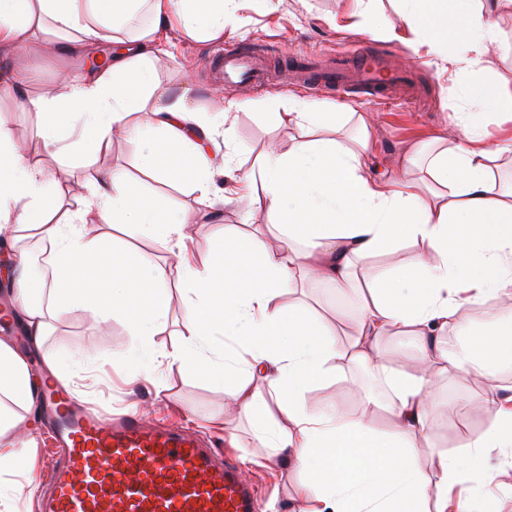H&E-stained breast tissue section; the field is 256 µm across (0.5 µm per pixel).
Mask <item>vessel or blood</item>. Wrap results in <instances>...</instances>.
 I'll use <instances>...</instances> for the list:
<instances>
[{"instance_id":"vessel-or-blood-1","label":"vessel or blood","mask_w":512,"mask_h":512,"mask_svg":"<svg viewBox=\"0 0 512 512\" xmlns=\"http://www.w3.org/2000/svg\"><path fill=\"white\" fill-rule=\"evenodd\" d=\"M385 54L356 48L327 69L273 66L251 48L228 45L216 64L225 85H263L290 77L309 91L365 94L375 100L412 96L407 72L383 73ZM60 461L48 473L39 512H258L249 481L223 456L174 428L149 427L134 413L112 417L78 406L50 383Z\"/></svg>"}]
</instances>
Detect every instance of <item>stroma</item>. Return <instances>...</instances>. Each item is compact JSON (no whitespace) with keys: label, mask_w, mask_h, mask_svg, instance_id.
<instances>
[{"label":"stroma","mask_w":512,"mask_h":512,"mask_svg":"<svg viewBox=\"0 0 512 512\" xmlns=\"http://www.w3.org/2000/svg\"><path fill=\"white\" fill-rule=\"evenodd\" d=\"M374 7V20L340 30L333 22L354 12L353 0H238L235 18L224 24L223 39L202 43L184 36L179 30H166L169 52L155 58V74L162 87L187 91L191 105L199 112L212 115L218 105L232 104L228 122L233 126L235 162L241 169L248 170L270 148L284 151L291 144L287 127L273 128L266 124L264 114L268 103L276 99L285 108L290 100H306L310 94L286 84L267 89L224 87L210 72L208 64L221 54L225 43L256 47L280 62L288 60L295 50L310 51L323 65L335 62L341 50L365 45L381 48L393 66L411 74L423 94L422 100L381 105L366 96L350 97L333 91L319 93L318 98L372 113L374 123L370 135L375 143V155L371 173L387 177L396 171L409 147L447 133L450 115L461 111L462 103L447 71L430 63L425 55L415 53L406 42L373 35V26L378 21L402 27L397 0H376ZM49 53V48L41 42L29 44L16 55L0 53V71L32 65L36 76L32 89L38 92L60 87L64 75L82 67L81 61L76 59L49 60ZM138 150L136 137L116 134L95 158L88 159L66 150L55 157H43L40 165L49 178L66 187L63 205L70 209L80 206L84 179L89 171L123 170L145 198L161 201L184 216L188 224L189 250L199 261L212 254L217 233L224 225L245 221L252 225L268 223L265 212L257 211L245 218L235 207L224 205L219 196L206 201L189 187L172 186L162 178L145 174L140 167ZM281 301L286 305L307 307L311 314L336 324V341L341 345L348 343L357 326L356 302L343 301L334 288L325 284L297 289L283 295ZM50 323V335L42 349L35 351L30 348L17 318L0 322V338L26 357L32 377L38 383L50 372L45 362L48 355L65 352L67 367L75 372L90 362H109L130 348V338L118 319L103 325L92 313L54 307L50 310ZM162 378L168 385L166 397H156L152 384L145 382L132 398L126 393L123 374L111 370L87 399L116 413L137 411L143 421L151 425L184 427L195 432L207 447L222 451L226 460L246 464V474L257 492L259 512H297L299 488L307 480V473L270 460L269 449L258 447L247 420L229 417L228 409L235 400L233 386L212 387L206 370L200 367L166 372ZM480 390V385L467 377H437L433 388L436 405L418 455L422 468L432 467L430 449L456 451L464 437L481 435L490 427L492 413L474 412L469 408V398ZM368 398L377 404L373 423L387 427L386 393L361 368L332 374L306 395L305 403L313 408L331 402L337 404L346 417L358 418Z\"/></svg>","instance_id":"stroma-1"}]
</instances>
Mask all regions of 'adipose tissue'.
<instances>
[{
	"label": "adipose tissue",
	"instance_id": "adipose-tissue-1",
	"mask_svg": "<svg viewBox=\"0 0 512 512\" xmlns=\"http://www.w3.org/2000/svg\"><path fill=\"white\" fill-rule=\"evenodd\" d=\"M235 0H0V51L34 41L92 57L71 75L63 92L29 94L34 75L0 72V94L22 95V107L38 119L30 143L17 147L0 119V234L30 230L49 245L50 286L35 281L25 255L10 269L18 321L33 347L50 332V306L88 311L102 322L121 317L131 338L129 394L141 381L156 394L167 386L158 370L206 369L216 387L235 386L239 415L253 426L260 447L281 462L305 470L302 495L312 512H502L484 488L496 474L490 450L512 447V395L479 396L494 412L482 435L465 439L457 454L437 453L432 472L417 463L418 448L434 406L430 367L451 376L490 381L512 367V183L500 172L512 167V138L489 141L490 113L512 117V88L496 78L492 58L501 47L498 20L512 16V0H401L414 49L460 77L455 136L432 138L408 151L397 175L381 180L368 172L373 155L369 113L338 111L328 101H294L288 111L270 102L268 124L296 135L288 150H270L250 172L235 175L232 158L214 171L209 145L230 139L231 129L204 120L186 92H168L154 77L160 38L177 27L197 41L224 34ZM149 24L134 27L141 14ZM120 41L107 57L99 44ZM84 116L75 125L73 116ZM138 116L141 167L167 182L187 184L209 196L214 175L232 179L225 204L244 203L273 218L279 245L269 249L259 233L225 225L219 251L198 262L185 250L180 213L141 196L123 171L90 173L81 208L59 206L61 186L36 162L68 146L85 157L107 147L113 131ZM353 126L357 134L342 140ZM88 223L122 227L174 248L175 267L187 286L183 320L188 337L159 348L155 337L169 315L167 269L148 253L115 248L107 233L87 236ZM420 248L415 261L393 262L400 245ZM386 254L390 263L370 266ZM305 280L331 284L361 300L359 330L349 347L336 343L334 325L282 295ZM486 310L473 325L464 307ZM456 341L436 348L434 336ZM409 337L419 370L386 371L375 348L385 333ZM352 366L385 373L393 426L384 430L346 418L324 404L309 409L304 396L327 374ZM34 404L28 364L0 340V512H14L13 487H35L36 440L23 427L22 411Z\"/></svg>",
	"mask_w": 512,
	"mask_h": 512
}]
</instances>
